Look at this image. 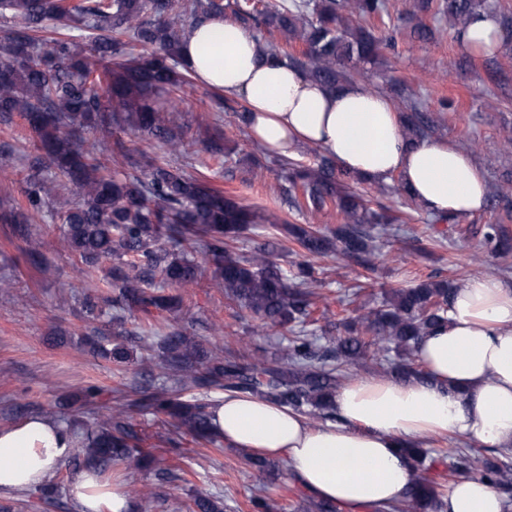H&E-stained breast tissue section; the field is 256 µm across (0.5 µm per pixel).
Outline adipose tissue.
Returning <instances> with one entry per match:
<instances>
[{
    "mask_svg": "<svg viewBox=\"0 0 512 512\" xmlns=\"http://www.w3.org/2000/svg\"><path fill=\"white\" fill-rule=\"evenodd\" d=\"M182 54L199 86L245 102V126L265 151L290 157L311 146L361 180L400 176L436 215L484 209L487 184L473 157L445 139L407 141L392 102L362 83L327 87L264 54L250 29L225 19L195 24ZM447 315V326L420 343L429 381H347L333 398L336 422L321 426L274 402L227 393L209 408L213 429L226 446L284 459L300 485L347 512H388L411 481L402 448L448 434L512 447V284L469 277ZM73 450L69 429L41 415L0 427V496L43 485ZM69 493L80 512L126 510L117 487L85 471ZM503 510L497 490L477 478L460 479L444 499V512Z\"/></svg>",
    "mask_w": 512,
    "mask_h": 512,
    "instance_id": "obj_1",
    "label": "adipose tissue"
}]
</instances>
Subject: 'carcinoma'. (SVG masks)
<instances>
[{
	"mask_svg": "<svg viewBox=\"0 0 512 512\" xmlns=\"http://www.w3.org/2000/svg\"><path fill=\"white\" fill-rule=\"evenodd\" d=\"M448 14L466 26L479 10L499 13L500 37L512 38V13L497 11L486 0H424L423 7ZM252 21L275 29L287 44L272 42L264 52L302 68L328 87L363 77V66L376 62L383 41L374 25H389L385 0H282L258 7L244 0H0V114H20L33 146L25 190L31 212H5L6 223H33L42 208L68 186L78 199L57 212L62 242L81 264L101 261L106 272L105 304L115 310L112 323L125 324L123 313L139 312L150 319L183 312L184 294L199 286L205 268L197 259L211 258L224 285V295L249 311L264 328L275 329L281 344L272 352L241 349L207 352L193 338L172 330L148 345L158 350L156 366L167 384L143 387L132 403L114 397L112 411L80 426L73 470L98 472L114 462L147 467L154 462L144 448V433L130 410L164 418L175 438L197 446L216 441L206 402L183 398L189 387L217 389L275 402L305 414L314 423L335 419L332 398L347 370L366 357L374 366L400 379L427 380L418 362L423 337L446 323L454 283L427 279L384 294L382 304L343 324L342 336H317L306 330L315 324L318 304L326 300L309 288L314 268L305 261L293 275L270 260L265 248L235 255L232 243L247 227L273 223L267 215L211 187L185 168L162 162L148 153H131L112 142V126L130 128L158 140L169 154L185 156L182 127L170 114L173 100L158 96L190 82L182 56L189 30L202 18ZM357 16L371 26L352 27ZM390 91L405 105L407 138L428 135L433 125L419 111L398 79ZM98 129L104 149L86 147L85 133ZM288 201L292 208L319 214L336 210V228L328 234L294 224L285 231L305 255L339 254L373 271L377 253L371 228L388 217L373 211L360 196L347 191L349 173L321 155L313 165L292 173ZM495 205L504 212L485 226L484 241L495 251L512 252V236L504 221L512 220V181L499 185ZM84 341L93 352L123 363L126 352L107 348L93 336ZM102 389L85 388L81 406L93 414ZM414 472L404 503L394 512H438L444 484L430 476L434 460L427 448L401 449ZM252 478L266 488L271 465L252 455ZM448 475L480 477L499 491L512 492V463L493 448H465L448 454ZM139 512H156L157 494L147 486L135 490ZM184 512H224L210 492H196Z\"/></svg>",
	"mask_w": 512,
	"mask_h": 512,
	"instance_id": "1",
	"label": "carcinoma"
}]
</instances>
